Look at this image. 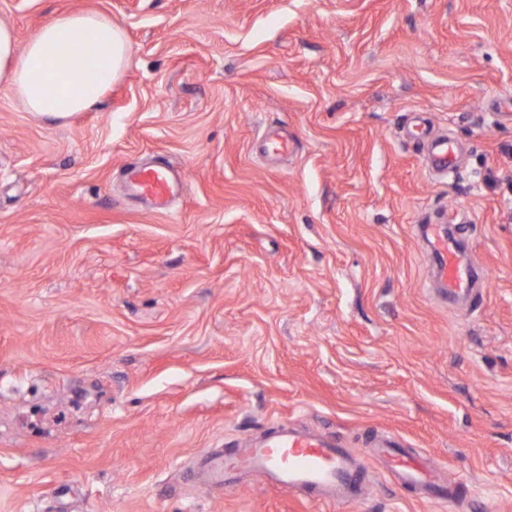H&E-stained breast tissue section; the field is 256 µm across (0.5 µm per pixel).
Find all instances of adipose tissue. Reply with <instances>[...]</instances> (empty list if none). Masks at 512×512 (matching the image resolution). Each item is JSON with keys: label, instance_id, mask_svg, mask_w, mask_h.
I'll return each instance as SVG.
<instances>
[{"label": "adipose tissue", "instance_id": "obj_1", "mask_svg": "<svg viewBox=\"0 0 512 512\" xmlns=\"http://www.w3.org/2000/svg\"><path fill=\"white\" fill-rule=\"evenodd\" d=\"M128 49L124 30L98 12L61 15L22 49L13 28L0 23V83L40 116L90 112L123 75Z\"/></svg>", "mask_w": 512, "mask_h": 512}]
</instances>
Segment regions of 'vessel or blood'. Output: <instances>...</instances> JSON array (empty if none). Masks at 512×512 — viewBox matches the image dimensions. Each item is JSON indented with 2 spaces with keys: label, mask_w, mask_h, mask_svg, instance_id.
<instances>
[{
  "label": "vessel or blood",
  "mask_w": 512,
  "mask_h": 512,
  "mask_svg": "<svg viewBox=\"0 0 512 512\" xmlns=\"http://www.w3.org/2000/svg\"><path fill=\"white\" fill-rule=\"evenodd\" d=\"M427 159L433 169L448 170L452 155L447 139L432 140ZM127 171L131 193L151 199L160 210L168 208L173 193L182 185L180 175L165 167L132 164ZM421 236L428 241L433 278L440 294L452 300L475 293L483 275L474 264L462 262L458 239L450 233L432 235L427 225L422 227ZM367 456L380 460L399 486L418 487L426 500H460L457 487L441 482L435 472L425 470L420 460L395 439H374L360 452L339 447L327 436L282 424L269 431L263 441L241 444L232 455L207 456L198 475L210 489L219 491L234 472L251 471L286 490L307 489L319 492L325 500L355 502L365 494L367 467L363 459Z\"/></svg>",
  "instance_id": "1"
}]
</instances>
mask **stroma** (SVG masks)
<instances>
[{"mask_svg": "<svg viewBox=\"0 0 512 512\" xmlns=\"http://www.w3.org/2000/svg\"><path fill=\"white\" fill-rule=\"evenodd\" d=\"M82 11L130 44L100 109L0 84V512H449L379 463L355 504L193 478L277 423L512 512V0H0L21 47ZM138 160L184 174L168 211ZM450 223L484 269L452 308L420 235ZM427 159L431 167L437 171H446L451 166L452 155L445 138L434 139L427 148Z\"/></svg>", "mask_w": 512, "mask_h": 512, "instance_id": "stroma-1", "label": "stroma"}]
</instances>
